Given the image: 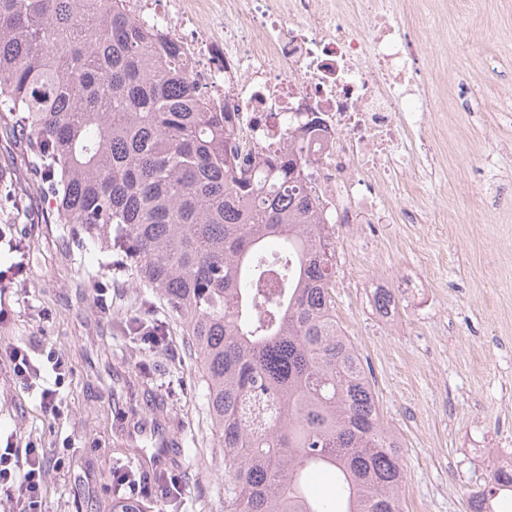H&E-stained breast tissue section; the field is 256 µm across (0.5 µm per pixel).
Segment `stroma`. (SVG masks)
Returning a JSON list of instances; mask_svg holds the SVG:
<instances>
[{
	"label": "stroma",
	"instance_id": "35a3bbf8",
	"mask_svg": "<svg viewBox=\"0 0 512 512\" xmlns=\"http://www.w3.org/2000/svg\"><path fill=\"white\" fill-rule=\"evenodd\" d=\"M423 29L430 133L447 144L440 193L399 199L418 214L446 212L444 224H340L336 227V318L373 378L385 424L402 442L408 512H467L497 468L512 464V202L498 204L512 177V0H399ZM0 128V285L13 313L0 344L28 342L65 361L60 417L16 385L0 364V453L35 444L45 453L43 512H111L116 496L136 494L152 512H224L221 460L198 468L206 424L202 388L179 330L148 348L127 331L130 315L162 301L99 247L78 242L51 220L55 206L20 145ZM22 252H12V244ZM392 291L397 312L381 316L374 291ZM107 304L99 306L97 294ZM169 436L154 460V432ZM141 477L117 488L116 464ZM180 478V495L152 480Z\"/></svg>",
	"mask_w": 512,
	"mask_h": 512
}]
</instances>
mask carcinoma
<instances>
[{"label":"carcinoma","mask_w":512,"mask_h":512,"mask_svg":"<svg viewBox=\"0 0 512 512\" xmlns=\"http://www.w3.org/2000/svg\"><path fill=\"white\" fill-rule=\"evenodd\" d=\"M25 137L53 221L163 300L199 372L229 512H405L401 441L336 320L332 226L309 160L241 159L234 113L198 100L179 57L116 0H0V115ZM388 317L396 302L375 293ZM315 471L336 497L311 494ZM512 499V469L468 500Z\"/></svg>","instance_id":"obj_1"}]
</instances>
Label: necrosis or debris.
Listing matches in <instances>:
<instances>
[{
  "label": "necrosis or debris",
  "mask_w": 512,
  "mask_h": 512,
  "mask_svg": "<svg viewBox=\"0 0 512 512\" xmlns=\"http://www.w3.org/2000/svg\"><path fill=\"white\" fill-rule=\"evenodd\" d=\"M120 0L149 43H173L197 95L238 115L243 145L296 143L330 224L417 223L390 192L425 194L440 182L441 141L420 39L392 0ZM209 20L212 32L196 25ZM318 136H303L308 116Z\"/></svg>",
  "instance_id": "obj_1"
}]
</instances>
